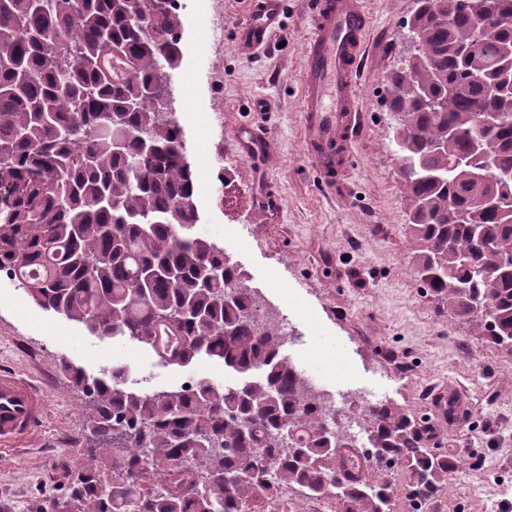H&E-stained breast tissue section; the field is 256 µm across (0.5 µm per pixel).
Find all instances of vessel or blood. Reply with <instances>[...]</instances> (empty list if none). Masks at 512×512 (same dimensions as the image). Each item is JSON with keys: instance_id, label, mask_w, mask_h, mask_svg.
<instances>
[{"instance_id": "1", "label": "vessel or blood", "mask_w": 512, "mask_h": 512, "mask_svg": "<svg viewBox=\"0 0 512 512\" xmlns=\"http://www.w3.org/2000/svg\"><path fill=\"white\" fill-rule=\"evenodd\" d=\"M282 0H256L238 28L247 46L266 44L279 26ZM370 21L360 0H317L313 32L305 45L304 110L307 122L316 124L319 138L309 145L311 155L323 158L335 171L337 138L359 129L356 74L364 58ZM45 398L30 381L0 372V455L9 456L43 423Z\"/></svg>"}]
</instances>
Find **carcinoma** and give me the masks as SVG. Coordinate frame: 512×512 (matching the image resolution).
<instances>
[{
    "label": "carcinoma",
    "instance_id": "carcinoma-1",
    "mask_svg": "<svg viewBox=\"0 0 512 512\" xmlns=\"http://www.w3.org/2000/svg\"><path fill=\"white\" fill-rule=\"evenodd\" d=\"M420 44L389 76L398 117L415 275L442 309L512 356V0H492L493 37L476 52L484 0H415ZM179 0H0V272L38 306L93 336L131 340L168 365L206 356L242 381L199 378L173 390L128 387L129 369L64 371L84 399L68 512H236L297 486L335 492L339 512H394L393 475L412 505L456 463L428 448L413 416L367 405L366 456L337 467L346 435L302 400L281 355L280 327L258 324L222 243L192 233L196 182L176 114L160 112L167 70L181 61ZM503 78L497 96L474 78ZM507 176L474 183L455 162H481L470 131L481 112ZM492 309L487 316L483 307ZM265 449L259 458L254 449Z\"/></svg>",
    "mask_w": 512,
    "mask_h": 512
}]
</instances>
